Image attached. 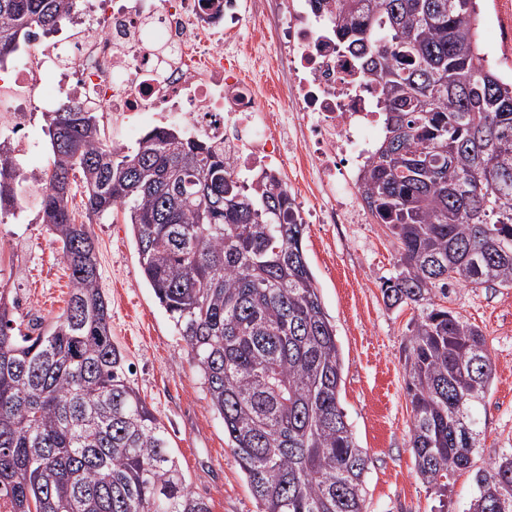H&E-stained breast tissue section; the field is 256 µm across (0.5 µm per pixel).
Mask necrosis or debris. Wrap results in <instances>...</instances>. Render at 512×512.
I'll return each mask as SVG.
<instances>
[{
  "label": "necrosis or debris",
  "mask_w": 512,
  "mask_h": 512,
  "mask_svg": "<svg viewBox=\"0 0 512 512\" xmlns=\"http://www.w3.org/2000/svg\"><path fill=\"white\" fill-rule=\"evenodd\" d=\"M272 32L286 75L283 109L270 111L240 56L246 24ZM67 36L0 62V139L16 143L32 103L61 100L132 128L183 126L223 148L231 175L254 188L290 163L314 174L293 191L305 224H369L359 171L372 156L379 113L374 82L316 0H76ZM294 151H286V144ZM320 198L318 209L308 198Z\"/></svg>",
  "instance_id": "4bbe7bcc"
}]
</instances>
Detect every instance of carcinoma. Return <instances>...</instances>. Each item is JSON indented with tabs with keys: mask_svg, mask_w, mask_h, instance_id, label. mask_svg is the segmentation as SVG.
Here are the masks:
<instances>
[{
	"mask_svg": "<svg viewBox=\"0 0 512 512\" xmlns=\"http://www.w3.org/2000/svg\"><path fill=\"white\" fill-rule=\"evenodd\" d=\"M74 0H0V58L57 29ZM359 68L378 84L382 137L360 178L399 243L381 291L420 313L405 347L418 476L468 471L492 362L479 328L434 298L512 288V77L481 43L483 0H325ZM51 159L38 217L70 271L66 310L22 331L0 287V491L13 512H211L168 429L112 343L94 239L77 223L122 211L141 274L190 349L260 512H367V453L339 407L343 359L303 250L286 184L249 191L224 153L174 127L117 150L98 113H43ZM0 146V223L24 192ZM469 512H512V450L474 475Z\"/></svg>",
	"mask_w": 512,
	"mask_h": 512,
	"instance_id": "carcinoma-1",
	"label": "carcinoma"
}]
</instances>
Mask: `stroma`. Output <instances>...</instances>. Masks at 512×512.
I'll return each mask as SVG.
<instances>
[{
  "mask_svg": "<svg viewBox=\"0 0 512 512\" xmlns=\"http://www.w3.org/2000/svg\"><path fill=\"white\" fill-rule=\"evenodd\" d=\"M480 33L491 63L511 73L512 26L499 0H490ZM90 230L112 341L130 366L132 384L166 425L192 492L208 500L211 512H258L189 348L142 278L131 225L118 211ZM0 237L10 242L0 267L24 302L18 321L52 322L65 309L71 284L46 225L28 206L21 223L0 224ZM304 250L342 351L340 406L369 458L368 512H468L476 495L473 471L450 476L439 495L414 467L403 363L418 311L387 307L381 292L398 270L396 240L381 224H310ZM443 304L479 327L493 364L480 409L481 448L474 460L480 468L512 448V288L458 286Z\"/></svg>",
  "mask_w": 512,
  "mask_h": 512,
  "instance_id": "35a3bbf8",
  "label": "stroma"
}]
</instances>
